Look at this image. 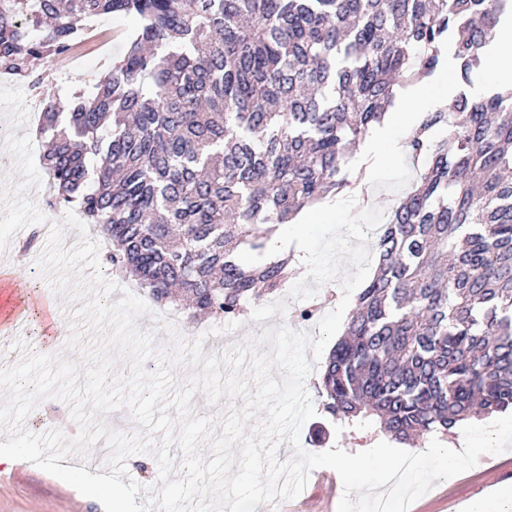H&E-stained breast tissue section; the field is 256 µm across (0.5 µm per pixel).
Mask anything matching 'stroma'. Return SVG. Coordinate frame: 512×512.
<instances>
[{"instance_id":"stroma-1","label":"stroma","mask_w":512,"mask_h":512,"mask_svg":"<svg viewBox=\"0 0 512 512\" xmlns=\"http://www.w3.org/2000/svg\"><path fill=\"white\" fill-rule=\"evenodd\" d=\"M140 25L136 15L113 13L99 17L92 39L77 44L68 54L39 63L38 70L44 85L58 93L60 99L70 98L74 92L88 89L99 79L111 63L125 53L129 39ZM420 164L413 160L406 148L405 135H398L387 149L385 160L375 166L369 174V188L376 195V205L390 211L394 203L411 187ZM31 228H24L12 239L6 255H0V267L15 264V279L19 284L16 301L29 310H37V300L48 293L50 286L35 265L36 252L20 254L22 243L31 235ZM290 314L273 316L266 322L251 321L249 315H240L241 327L236 332L221 336H210L215 327L212 319L191 318L188 311H177L169 307H154L152 315L138 319L140 330L154 336L164 335L163 319L173 320L182 335L189 340L205 336V353H218L228 346L262 333L264 327L292 324L293 310L299 302H291ZM323 426L326 438L323 445L311 441L313 426ZM384 435L374 420L367 419L350 426L333 420L324 412H316L302 426L299 440L307 452L318 448L340 447L346 452L357 453L383 441ZM512 482V450L500 454L482 455L469 470L453 480L437 483L426 494L417 499L409 512H463L465 503L478 498L491 487ZM343 489L336 481L334 471L317 468L311 471L308 483L295 499L280 502L281 512H337ZM0 512H100L91 498L24 461L8 470L0 468Z\"/></svg>"}]
</instances>
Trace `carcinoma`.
I'll return each mask as SVG.
<instances>
[{
    "label": "carcinoma",
    "mask_w": 512,
    "mask_h": 512,
    "mask_svg": "<svg viewBox=\"0 0 512 512\" xmlns=\"http://www.w3.org/2000/svg\"><path fill=\"white\" fill-rule=\"evenodd\" d=\"M121 12L141 19L123 57L65 112L46 95L50 190L108 241V268L224 319L288 288L272 236L351 185L348 150L394 85L445 53L469 82L512 0H0V69L39 86L32 60ZM407 148L423 170L322 376L324 412L400 443L512 409V88L425 113Z\"/></svg>",
    "instance_id": "cac0c4a2"
}]
</instances>
